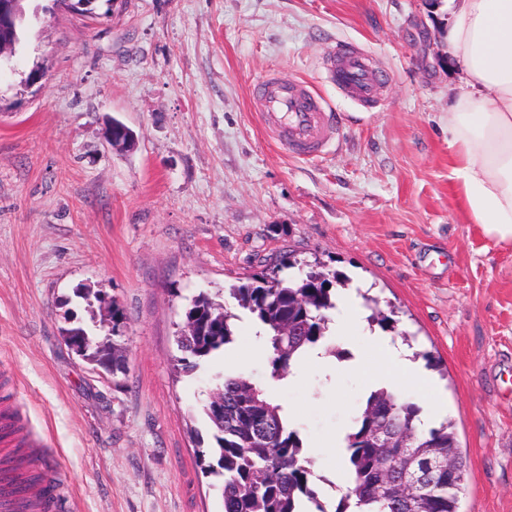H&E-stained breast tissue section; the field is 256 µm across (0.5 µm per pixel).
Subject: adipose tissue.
<instances>
[{"label":"adipose tissue","mask_w":512,"mask_h":512,"mask_svg":"<svg viewBox=\"0 0 512 512\" xmlns=\"http://www.w3.org/2000/svg\"><path fill=\"white\" fill-rule=\"evenodd\" d=\"M448 49L463 77L448 114V154L461 205L495 245L512 246V0H448ZM382 363L373 382L425 394L421 417L445 413L426 371L400 341L369 335Z\"/></svg>","instance_id":"adipose-tissue-1"}]
</instances>
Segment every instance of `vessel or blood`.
Here are the masks:
<instances>
[{"label": "vessel or blood", "instance_id": "obj_1", "mask_svg": "<svg viewBox=\"0 0 512 512\" xmlns=\"http://www.w3.org/2000/svg\"><path fill=\"white\" fill-rule=\"evenodd\" d=\"M326 82L345 97L370 109L381 88L392 79L390 70L348 42L327 44L321 57ZM253 99L265 131L288 153L301 159L325 155L338 136L336 116L308 81L268 74L253 87Z\"/></svg>", "mask_w": 512, "mask_h": 512}]
</instances>
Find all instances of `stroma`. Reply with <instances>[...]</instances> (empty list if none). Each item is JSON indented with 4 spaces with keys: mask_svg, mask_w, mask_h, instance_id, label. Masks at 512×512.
Segmentation results:
<instances>
[{
    "mask_svg": "<svg viewBox=\"0 0 512 512\" xmlns=\"http://www.w3.org/2000/svg\"><path fill=\"white\" fill-rule=\"evenodd\" d=\"M25 7L41 20L0 70V394L46 442L34 469L48 512H223L203 407L224 372L260 382L318 445L315 472L346 487L322 442L351 429L365 374L310 359L271 380L248 357L249 318L193 371L177 363L194 297L285 253L354 275L391 336L430 356L469 471L461 512H512V250L469 222L450 178L448 0ZM332 40L392 71L372 112L321 80ZM271 72L312 82L337 113L323 159L289 158L261 131L249 92ZM115 119L129 150L107 141ZM72 322L121 348L124 371L72 352Z\"/></svg>",
    "mask_w": 512,
    "mask_h": 512,
    "instance_id": "obj_1",
    "label": "stroma"
}]
</instances>
